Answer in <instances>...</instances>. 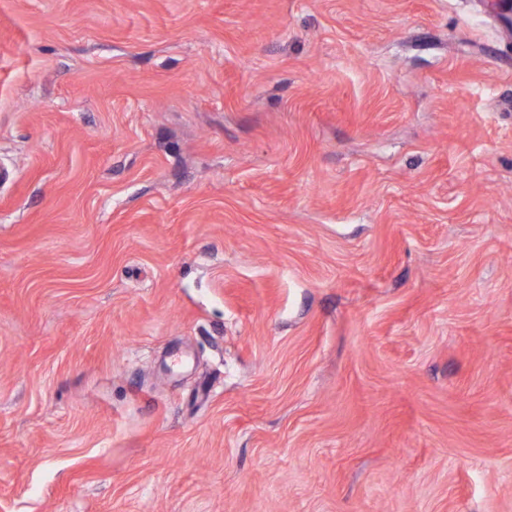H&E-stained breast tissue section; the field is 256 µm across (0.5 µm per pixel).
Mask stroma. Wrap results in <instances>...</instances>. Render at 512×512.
<instances>
[{
	"instance_id": "1",
	"label": "stroma",
	"mask_w": 512,
	"mask_h": 512,
	"mask_svg": "<svg viewBox=\"0 0 512 512\" xmlns=\"http://www.w3.org/2000/svg\"><path fill=\"white\" fill-rule=\"evenodd\" d=\"M494 0H0V512H512Z\"/></svg>"
}]
</instances>
